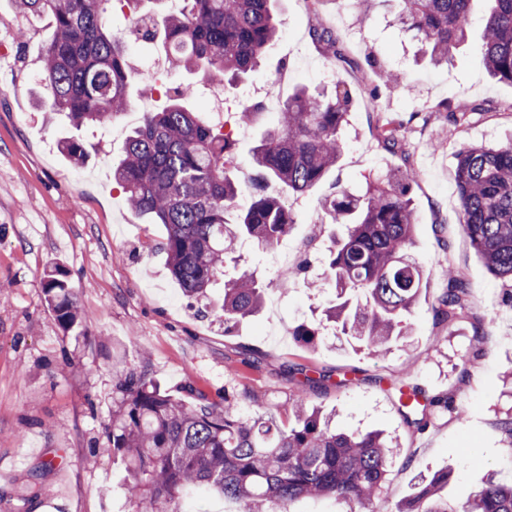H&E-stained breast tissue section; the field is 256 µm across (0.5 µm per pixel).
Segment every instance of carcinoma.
<instances>
[{"instance_id":"cac0c4a2","label":"carcinoma","mask_w":512,"mask_h":512,"mask_svg":"<svg viewBox=\"0 0 512 512\" xmlns=\"http://www.w3.org/2000/svg\"><path fill=\"white\" fill-rule=\"evenodd\" d=\"M107 0H17L28 18L53 16L52 37L42 46L38 106L65 116L75 127L105 125L129 107V87L138 80L127 65L128 44L112 30L102 4ZM133 16L141 42L162 38L170 64L235 85L256 69L279 37L276 0H157L169 4L159 16L142 10L145 0H122ZM483 29L482 61L495 79L512 85V0H491ZM403 28L428 46L435 63L448 61L467 38L472 0H404ZM196 93L186 84L173 89L169 105L149 112L128 136L123 157L112 171L133 211L161 224L172 278L192 300L223 283L215 309L228 327L255 315L262 285L248 270L229 276L237 264L235 243L247 236L268 248L293 223L281 198L266 193L273 181L294 197L307 193L344 153L342 134L351 94L336 83L328 97L298 87L283 103L274 126L253 151L257 179L252 202L238 211L245 190L236 174L235 140L230 130L204 120L184 101ZM61 151L80 165L82 142L66 138ZM459 224L487 269L512 288V141L505 145H462L455 154ZM414 173H387L356 195L339 189L325 199L330 236L324 278L335 300L323 317L295 327L293 336L308 347L324 340L331 324L368 353L383 355L404 335L423 270L411 258L414 212L408 197ZM434 310L442 321L468 316L469 288L452 267ZM43 290L64 332L81 323V312L65 272L44 273ZM489 331L473 326L471 366L482 356ZM398 408L406 423L424 430L436 417L461 420L465 410L446 393L401 389ZM292 423L281 427L262 403L249 417L235 399L198 392L188 401L162 390L149 371L131 372L113 390L112 454L127 464V490L139 512H183V494L206 488L235 499L239 512H290L298 498L333 497L349 512H367L381 494L396 449L378 432H338L316 408L299 397ZM448 471L418 479L397 512H512V480L492 474L462 503L444 490Z\"/></svg>"}]
</instances>
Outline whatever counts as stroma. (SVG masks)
<instances>
[{"label":"stroma","instance_id":"stroma-1","mask_svg":"<svg viewBox=\"0 0 512 512\" xmlns=\"http://www.w3.org/2000/svg\"><path fill=\"white\" fill-rule=\"evenodd\" d=\"M279 39L242 84L226 85L199 73L168 68L162 46L138 43L133 69L153 68L162 77L156 94L132 85V106L159 110L170 88L199 87L195 107L213 123L235 130L236 163L254 172L252 151L269 129L273 112L296 87H325L321 72L334 73L350 89L344 130L347 147L324 179L305 195L289 198L294 223L277 246L238 240L243 266L264 288L260 313L225 327L223 316L199 303L172 305L179 287L167 269L163 225L134 214L112 178V166L138 118L120 116L115 127L74 131L62 116L37 106L42 44L51 18L24 19L15 0H0V512H136L128 496L126 465L107 438L117 376L149 369L162 388L186 396L196 388L210 397H236L242 415L252 399L284 411L303 394L308 405L333 414L342 432L377 430L399 446L375 512H395L418 476L446 469L448 498L463 502L491 473L512 476V443L498 420L512 404L503 393V372L512 366V291L490 274L458 221L454 152L464 144H503L512 138V85L488 76L481 62L482 27L449 64L418 58L419 41L397 23L403 0H277ZM26 39H18L17 28ZM333 32L336 45L317 40ZM404 71L407 87L386 91L379 73ZM294 72L291 84L265 99V115L242 121L244 91ZM447 111H440V104ZM385 119L402 129L394 148L377 136ZM79 135L88 153L73 165L59 150ZM415 172L409 197L415 213L412 257L425 270L410 330L389 352L370 356L352 341L330 336L313 348L292 332L313 320L331 300L327 288L296 275L281 278L275 254L287 251L289 268L320 270L334 233L322 208L334 186L363 192L366 180L388 171ZM60 264L83 315L77 332L64 333L45 301L42 272ZM451 265L470 289L465 322L439 321L434 301ZM490 330L486 354L463 371L472 322ZM310 369L341 378L346 386L316 389L303 382ZM402 382L451 394L465 420L443 417L424 431L409 428L391 386ZM52 470H43L46 459ZM41 492H32V485Z\"/></svg>","mask_w":512,"mask_h":512}]
</instances>
